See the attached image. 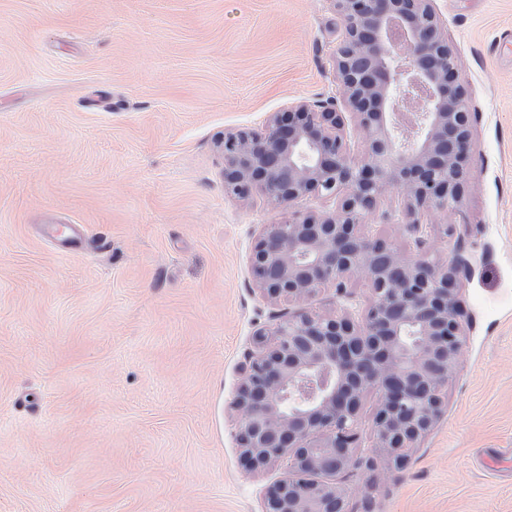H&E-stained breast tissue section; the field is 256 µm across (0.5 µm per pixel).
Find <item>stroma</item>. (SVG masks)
<instances>
[{"mask_svg":"<svg viewBox=\"0 0 512 512\" xmlns=\"http://www.w3.org/2000/svg\"><path fill=\"white\" fill-rule=\"evenodd\" d=\"M434 7L474 151L460 212L418 220L469 266L466 353L401 475L342 476L352 512H512V0ZM340 30L331 0H0V512H261L286 465L240 463V364L257 328L340 305L264 297L250 253L335 203L226 196L218 143L337 95ZM405 211L391 189L363 229L414 255Z\"/></svg>","mask_w":512,"mask_h":512,"instance_id":"35a3bbf8","label":"stroma"}]
</instances>
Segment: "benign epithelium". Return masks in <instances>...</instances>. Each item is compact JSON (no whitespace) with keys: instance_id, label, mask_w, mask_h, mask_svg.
Segmentation results:
<instances>
[{"instance_id":"7a95c632","label":"benign epithelium","mask_w":512,"mask_h":512,"mask_svg":"<svg viewBox=\"0 0 512 512\" xmlns=\"http://www.w3.org/2000/svg\"><path fill=\"white\" fill-rule=\"evenodd\" d=\"M343 22L333 53L339 96L288 104L261 133L224 135V194L261 191L276 209L312 194L336 201L320 220L268 224L250 264L268 298L306 302L331 285L371 291L361 323L303 310L254 333L232 402L240 460L251 472L286 462L262 512H349L334 480L352 467L399 474L445 410L466 345L462 267L403 257L360 231L390 187L407 215L459 212L474 149L461 58L433 0H332ZM363 138L345 142L346 117ZM378 395L370 455L359 454L362 395Z\"/></svg>"}]
</instances>
